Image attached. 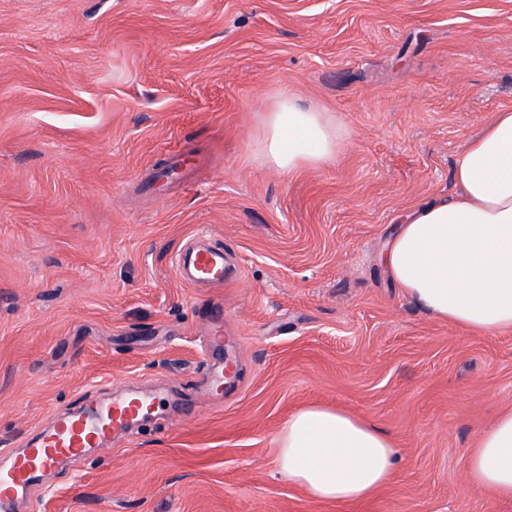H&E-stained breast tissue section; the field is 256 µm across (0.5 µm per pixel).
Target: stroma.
Listing matches in <instances>:
<instances>
[{
	"instance_id": "stroma-1",
	"label": "stroma",
	"mask_w": 512,
	"mask_h": 512,
	"mask_svg": "<svg viewBox=\"0 0 512 512\" xmlns=\"http://www.w3.org/2000/svg\"><path fill=\"white\" fill-rule=\"evenodd\" d=\"M284 90L335 120L334 160H263ZM506 109L512 0H0V454L87 397L164 401L15 512H512L467 484L512 406V331L434 319L381 263ZM201 236L237 280L179 279ZM216 306L238 386L212 397ZM309 404L387 434L395 479L339 505L288 481L276 436Z\"/></svg>"
}]
</instances>
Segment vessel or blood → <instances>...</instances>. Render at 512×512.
<instances>
[{"mask_svg":"<svg viewBox=\"0 0 512 512\" xmlns=\"http://www.w3.org/2000/svg\"><path fill=\"white\" fill-rule=\"evenodd\" d=\"M175 270L194 288L223 286L231 269L219 243L201 247L186 242L175 257ZM208 355L203 361L204 384L213 393L224 390L228 370L222 352L224 338L214 333L206 338ZM159 409L156 396L133 389L115 390L106 400L83 401L78 409L52 412L47 425L19 453L0 462V512H13L14 502L32 482L60 464L75 461L92 448L110 446Z\"/></svg>","mask_w":512,"mask_h":512,"instance_id":"1","label":"vessel or blood"}]
</instances>
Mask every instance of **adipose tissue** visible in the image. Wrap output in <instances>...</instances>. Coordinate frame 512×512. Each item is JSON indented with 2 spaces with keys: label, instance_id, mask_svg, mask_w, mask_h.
<instances>
[{
  "label": "adipose tissue",
  "instance_id": "adipose-tissue-1",
  "mask_svg": "<svg viewBox=\"0 0 512 512\" xmlns=\"http://www.w3.org/2000/svg\"><path fill=\"white\" fill-rule=\"evenodd\" d=\"M263 151L294 173L333 159L342 135L323 112L279 96ZM450 199L416 207L382 255L393 284L436 319L476 334L512 330V110L496 114L458 159ZM278 462L312 498L338 504L370 498L393 480L396 450L368 421L326 406L291 415ZM471 487L512 498V407L480 431L467 461Z\"/></svg>",
  "mask_w": 512,
  "mask_h": 512
}]
</instances>
